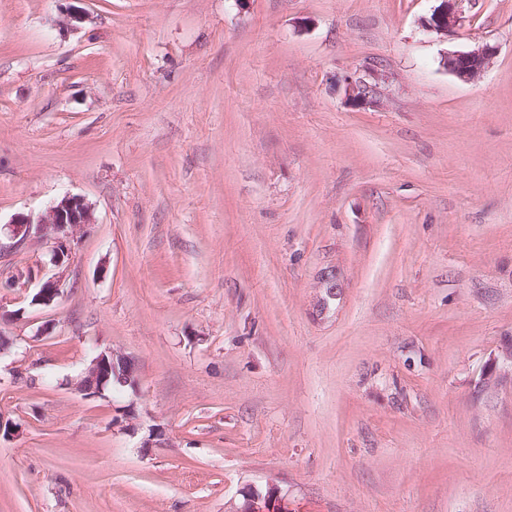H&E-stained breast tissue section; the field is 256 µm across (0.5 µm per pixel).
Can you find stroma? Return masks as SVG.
Wrapping results in <instances>:
<instances>
[{
	"label": "stroma",
	"instance_id": "1",
	"mask_svg": "<svg viewBox=\"0 0 512 512\" xmlns=\"http://www.w3.org/2000/svg\"><path fill=\"white\" fill-rule=\"evenodd\" d=\"M438 5L0 0V225L92 213L0 252V512H512V0ZM441 4L434 10L429 19L425 20L423 27L426 31L452 37L456 33L461 20V5L463 0H440ZM495 48L484 45L469 51H450L441 59L442 67L450 74L463 81H472L485 69ZM373 75L375 77L374 83L360 78H353L352 76L345 77L346 97L353 106L364 107L375 102L379 81L386 78H384V74L378 72L373 73ZM90 221V210L82 200L64 196L52 202L35 224L28 216H19L5 226L9 239L14 241L13 245L26 242L33 234L50 241L54 245L52 261L59 266L69 255L68 241L73 237L76 228L89 224ZM119 362L122 365L132 364V368L128 370L126 373L122 374V382L123 384H132L136 383V374L134 368V361L131 357L124 355L120 352H114L112 349H106L97 353V355L90 361L89 365L86 367L85 371L76 382V390L80 392L85 397H95L102 394L104 391L105 384L109 378V371L112 369V373H116V363ZM101 379L102 383L100 385V389L97 390L95 387V383L90 389H86V383L88 380L96 381L97 379ZM120 380L116 378L113 374L107 384V388L121 387L124 388L129 385H123ZM277 489L269 488L263 496L255 491L245 492V505L242 512H291L288 503L277 496Z\"/></svg>",
	"mask_w": 512,
	"mask_h": 512
}]
</instances>
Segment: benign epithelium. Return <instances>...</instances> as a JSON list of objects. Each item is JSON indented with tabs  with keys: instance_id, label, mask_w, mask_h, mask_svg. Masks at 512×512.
I'll return each instance as SVG.
<instances>
[{
	"instance_id": "7a95c632",
	"label": "benign epithelium",
	"mask_w": 512,
	"mask_h": 512,
	"mask_svg": "<svg viewBox=\"0 0 512 512\" xmlns=\"http://www.w3.org/2000/svg\"><path fill=\"white\" fill-rule=\"evenodd\" d=\"M463 0H441L423 27L427 31L452 37L461 20ZM495 48L484 45L469 51H450L441 59L442 67L462 81H472L485 69ZM384 79L381 73H374V82L347 76L344 79L347 100L355 107H364L376 100L379 81ZM91 213L82 200L65 196L52 202L37 222L27 216H19L7 225L8 237L15 245H20L36 235L53 244L52 261L59 266L69 255V239L77 227L88 224ZM61 294L59 280H45L34 293V303L50 305ZM131 364L133 359L112 349L103 350L90 361L85 371L76 382V390L85 397H95L105 390L109 371L116 369V364ZM242 512H291L288 503L277 496L276 488L271 487L266 494L255 491L245 492V505Z\"/></svg>"
}]
</instances>
